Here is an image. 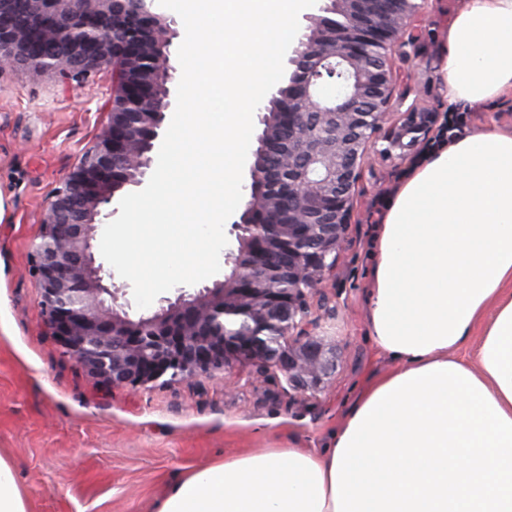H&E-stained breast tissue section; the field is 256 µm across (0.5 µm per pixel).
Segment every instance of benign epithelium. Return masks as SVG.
<instances>
[{"mask_svg":"<svg viewBox=\"0 0 512 512\" xmlns=\"http://www.w3.org/2000/svg\"><path fill=\"white\" fill-rule=\"evenodd\" d=\"M153 8L154 0H0V71L77 78L135 60L151 42L170 44L171 21ZM421 9L418 0H336L337 20L310 17L290 59L288 95L261 117L230 275L136 320L119 308L118 289L103 284L91 241L116 193L141 185L152 166L175 70L162 55L153 67L163 82L116 85L110 123L49 200L32 251L41 319L63 353L114 387L212 378L248 360L305 394L336 372V348L309 332L310 300L345 242L369 143L382 136L391 157L436 126V113L412 105L383 128L396 82L388 51ZM335 77L341 94L323 96ZM284 172L287 195L273 190Z\"/></svg>","mask_w":512,"mask_h":512,"instance_id":"obj_1","label":"benign epithelium"}]
</instances>
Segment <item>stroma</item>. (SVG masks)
I'll use <instances>...</instances> for the list:
<instances>
[{"instance_id":"1","label":"stroma","mask_w":512,"mask_h":512,"mask_svg":"<svg viewBox=\"0 0 512 512\" xmlns=\"http://www.w3.org/2000/svg\"><path fill=\"white\" fill-rule=\"evenodd\" d=\"M465 0H426L413 42L395 44L394 96L404 105L461 120L465 129H511L512 97L485 110L450 113L437 70L440 41ZM113 70L83 80L0 72V456L28 512H156L188 470L258 448H318L356 396L392 370L367 336L372 241L395 189L425 147L388 158L376 141L355 186L347 240L311 301L313 335L339 362L316 392L292 390L283 374L249 361L213 379L131 389L106 384L64 357L45 333L31 252L48 198L62 187L110 120Z\"/></svg>"}]
</instances>
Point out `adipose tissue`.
Returning <instances> with one entry per match:
<instances>
[{
    "mask_svg": "<svg viewBox=\"0 0 512 512\" xmlns=\"http://www.w3.org/2000/svg\"><path fill=\"white\" fill-rule=\"evenodd\" d=\"M444 44L449 111L512 93V0H466ZM373 257L368 334L395 369L326 447L214 461L157 512H512V130L429 155Z\"/></svg>",
    "mask_w": 512,
    "mask_h": 512,
    "instance_id": "obj_1",
    "label": "adipose tissue"
}]
</instances>
